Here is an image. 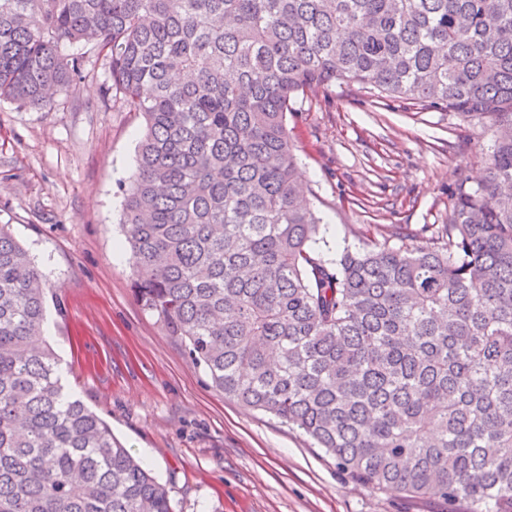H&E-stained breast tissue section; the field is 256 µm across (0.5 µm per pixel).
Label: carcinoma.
Returning <instances> with one entry per match:
<instances>
[{"label":"carcinoma","instance_id":"carcinoma-1","mask_svg":"<svg viewBox=\"0 0 512 512\" xmlns=\"http://www.w3.org/2000/svg\"><path fill=\"white\" fill-rule=\"evenodd\" d=\"M107 61L145 133L124 189L138 302L212 385L350 477L512 512V0H0V98L50 108ZM493 120L488 176L422 243L334 259L299 193L296 100ZM46 296L0 225V512H173L170 488L62 383Z\"/></svg>","mask_w":512,"mask_h":512}]
</instances>
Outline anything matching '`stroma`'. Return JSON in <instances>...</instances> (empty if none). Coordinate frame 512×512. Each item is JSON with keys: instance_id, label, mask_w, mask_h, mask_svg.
I'll return each mask as SVG.
<instances>
[{"instance_id": "1", "label": "stroma", "mask_w": 512, "mask_h": 512, "mask_svg": "<svg viewBox=\"0 0 512 512\" xmlns=\"http://www.w3.org/2000/svg\"><path fill=\"white\" fill-rule=\"evenodd\" d=\"M76 90L52 108L0 98V224L45 275V336L64 384L169 482L174 512H447L358 483L300 430L225 399L132 290L120 218L144 131L114 106L109 73L84 45ZM490 119L374 103L344 83L287 115L323 250L413 235L448 221L458 183L485 175Z\"/></svg>"}]
</instances>
